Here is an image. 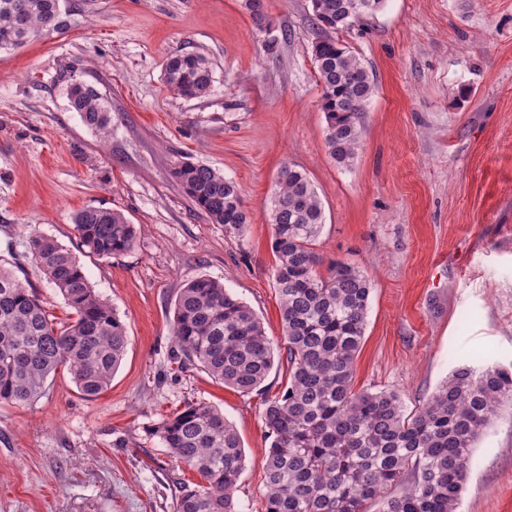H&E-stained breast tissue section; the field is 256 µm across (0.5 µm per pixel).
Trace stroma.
Returning a JSON list of instances; mask_svg holds the SVG:
<instances>
[{"mask_svg": "<svg viewBox=\"0 0 512 512\" xmlns=\"http://www.w3.org/2000/svg\"><path fill=\"white\" fill-rule=\"evenodd\" d=\"M265 5L281 38L273 56L244 0H62L65 30L0 51V264L70 322L28 246L32 232L56 239L127 335L101 395L83 398L62 367L30 404L0 405V512H173L200 476L151 430L190 400L238 431L241 512H263V400L288 380L269 221L286 163L321 199L323 264H355L372 285L355 388L395 390L412 412L457 366L512 365V0H384L340 33L377 83L347 168L325 144L310 0ZM183 53L210 60L206 96L167 87L166 64ZM75 79L107 96L108 140L71 109ZM180 159L239 184L242 234L194 206L171 174ZM88 207L123 213L133 248L82 249L73 217ZM199 276L246 302L276 347L264 395L184 364L174 301ZM472 456L459 512H512V407Z\"/></svg>", "mask_w": 512, "mask_h": 512, "instance_id": "1", "label": "stroma"}]
</instances>
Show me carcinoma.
<instances>
[{
    "mask_svg": "<svg viewBox=\"0 0 512 512\" xmlns=\"http://www.w3.org/2000/svg\"><path fill=\"white\" fill-rule=\"evenodd\" d=\"M61 0H0V50L63 29ZM384 0H318L311 51L320 83L328 155L339 167L356 158L374 76L336 35L380 8ZM254 28L270 24L264 0H244ZM170 89L184 98L208 94L212 67L198 53L172 57ZM71 108L101 139L112 131V107L99 89L73 81ZM172 176L213 224L241 234L248 215L238 184L207 165L174 164ZM272 250L278 263L288 381L263 403L271 446L262 461L265 512H457L472 448L506 404L512 406V368H455L415 411L406 413L394 390L354 389L355 364L365 336L371 286L353 265L336 261L325 272L314 251L324 225L321 200L306 172L280 168L271 197ZM79 243L110 257L135 241L120 212L89 207L74 218ZM29 249L76 318L57 326L44 301L0 266V404L23 405L66 367L80 393L108 390L127 348L124 324L94 291L75 255L33 233ZM173 336L185 359L242 394L263 389L275 350L254 311L224 284L196 277L174 303ZM152 433L170 456L204 483L181 488L173 512H240L236 492L245 454L233 425L215 406L191 401ZM410 484L399 494L392 488Z\"/></svg>",
    "mask_w": 512,
    "mask_h": 512,
    "instance_id": "carcinoma-1",
    "label": "carcinoma"
}]
</instances>
